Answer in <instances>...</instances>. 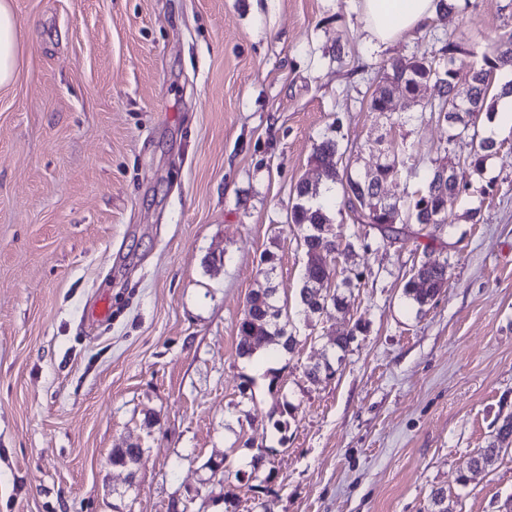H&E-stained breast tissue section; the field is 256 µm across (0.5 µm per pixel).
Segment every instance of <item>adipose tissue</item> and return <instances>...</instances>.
<instances>
[{"mask_svg": "<svg viewBox=\"0 0 512 512\" xmlns=\"http://www.w3.org/2000/svg\"><path fill=\"white\" fill-rule=\"evenodd\" d=\"M436 11V0H360L363 28L376 47L396 43ZM19 29L9 0H0V87L8 85L16 72Z\"/></svg>", "mask_w": 512, "mask_h": 512, "instance_id": "adipose-tissue-1", "label": "adipose tissue"}]
</instances>
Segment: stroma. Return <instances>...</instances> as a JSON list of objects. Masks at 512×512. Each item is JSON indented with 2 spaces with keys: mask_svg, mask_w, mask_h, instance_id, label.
<instances>
[{
  "mask_svg": "<svg viewBox=\"0 0 512 512\" xmlns=\"http://www.w3.org/2000/svg\"><path fill=\"white\" fill-rule=\"evenodd\" d=\"M438 13L388 49L357 0H11L17 74L0 87V512H501L512 450L473 470L512 414V126L455 203L451 232L386 242L331 208L355 246L349 311L298 307L305 257L288 223L319 182L315 144L421 164L385 183L405 199L424 164L471 140L395 95L368 102L400 58L448 41L475 53L512 27V0ZM479 209V223L468 220ZM288 295L294 353L239 357V323L265 252ZM447 261L425 312L403 295ZM357 334L332 377L330 338ZM296 405L286 432L273 424ZM139 445L135 472L112 451ZM266 450L270 462L252 472ZM223 459L212 476L209 459Z\"/></svg>",
  "mask_w": 512,
  "mask_h": 512,
  "instance_id": "stroma-1",
  "label": "stroma"
}]
</instances>
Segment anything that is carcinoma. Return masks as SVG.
<instances>
[{"instance_id":"cac0c4a2","label":"carcinoma","mask_w":512,"mask_h":512,"mask_svg":"<svg viewBox=\"0 0 512 512\" xmlns=\"http://www.w3.org/2000/svg\"><path fill=\"white\" fill-rule=\"evenodd\" d=\"M474 52L450 41L442 48L439 58H411L403 70L395 75L397 83L373 94L369 102L372 112L388 111L390 97L398 90L405 92L411 101L418 102L419 88L430 81L439 85V98L434 103L421 106V115L439 117L442 108H447L444 122L448 125V143L469 138L476 143V149L464 161V166L474 174L481 173L484 162L501 149L502 143L490 136H483L476 127L475 119L484 112L493 117L498 100L512 96V80L496 84L495 72L512 66V29L500 33L491 45V51L483 54L482 62L470 64L471 78L466 86L456 82L457 70L466 64V58ZM465 107L455 111V103ZM344 151L337 140L326 138L314 147L312 162L321 171L323 184L340 185L343 203L355 224H365L375 229L384 240H394L398 231L396 224H413V235L417 238H437V234L452 228L448 224V208L459 198L475 192L473 182L460 180L453 171L443 180L439 170L454 165L453 161L437 158L431 161L425 171L423 183L407 202L385 201L382 186L385 182L399 177L405 164L396 159L382 162L369 177H362L343 165ZM329 200H321L320 187L302 181L294 189L288 223L301 233L303 249L312 254L313 262L308 268V278L314 282L335 279L336 266L340 259H349L355 250L351 243L345 245L333 241L329 244L322 239L323 228L331 224L328 216ZM360 273L349 269V274L332 288H310L302 285L299 291L300 304L308 315L317 314L322 307H334L338 311L349 308L353 296L354 282ZM448 280V263H424L417 276L408 280L403 293L412 307L421 313L440 293ZM288 300L281 299L274 284L250 296L239 324L240 341L238 355L252 358L270 345H276L287 353L294 352L298 339L288 329ZM363 331L357 322L346 334L328 340L330 348L347 352L355 341L356 333ZM512 449V415L504 417L497 429L494 440L480 450L473 458L477 470L492 467L500 454Z\"/></svg>"}]
</instances>
